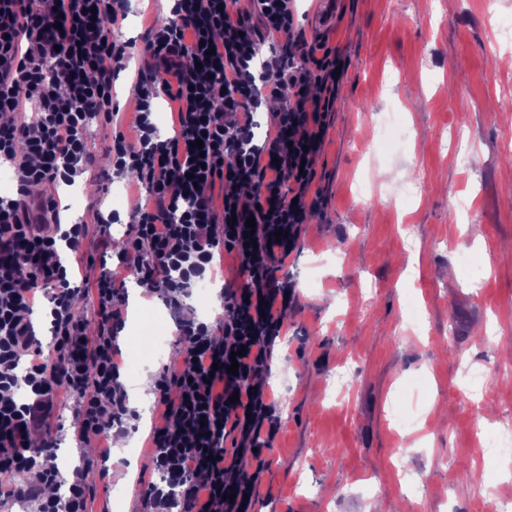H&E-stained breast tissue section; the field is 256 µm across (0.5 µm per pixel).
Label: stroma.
I'll list each match as a JSON object with an SVG mask.
<instances>
[{
    "label": "stroma",
    "instance_id": "35a3bbf8",
    "mask_svg": "<svg viewBox=\"0 0 512 512\" xmlns=\"http://www.w3.org/2000/svg\"><path fill=\"white\" fill-rule=\"evenodd\" d=\"M166 12L164 0H134L118 33L142 53ZM297 12L299 28L328 33L348 69L315 166L318 203L281 270L294 296L265 380L282 426L264 452L255 512H366L377 496L387 512H487L490 489L512 480V460L479 456L476 440L512 418L498 403L512 396V378L489 394L471 389L470 374L512 346V105L497 92L512 80L499 63L512 57V40L494 29L512 21V0H340L322 25L310 0ZM133 118L124 106L117 124L92 122L95 171L41 190L89 224L84 261L65 257L87 290L79 309L89 336L100 330L91 295L100 267L126 285L130 390L185 349L162 299L137 306L130 268L113 261L127 246L123 226L94 222L99 211L126 214L138 198L107 177L113 139L131 134ZM416 178L422 194L403 198ZM464 257L478 281L449 287ZM236 268L227 255L194 282L186 312L219 319L222 285L241 284ZM489 325L499 340L475 336ZM340 371L353 381L341 393L332 383ZM76 406L60 396L50 422L57 464L92 473L88 512H117L111 455L92 440L69 442ZM400 412L421 415L428 447L398 430ZM402 451L423 503L397 491Z\"/></svg>",
    "mask_w": 512,
    "mask_h": 512
}]
</instances>
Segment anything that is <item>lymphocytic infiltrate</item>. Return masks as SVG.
Masks as SVG:
<instances>
[{"label": "lymphocytic infiltrate", "instance_id": "lymphocytic-infiltrate-1", "mask_svg": "<svg viewBox=\"0 0 512 512\" xmlns=\"http://www.w3.org/2000/svg\"><path fill=\"white\" fill-rule=\"evenodd\" d=\"M239 2L174 0L165 24L152 27L137 70L136 135H117L110 152L112 178H136L147 192L128 213L136 279L165 300L188 344L155 384L162 423L153 463L162 482L148 486L150 512H170L167 483L182 488L180 512H249L244 502L256 500L267 467L261 451L281 428L264 379L292 295L278 273L305 221L342 60L332 49L319 56L307 48L295 28V0ZM127 14L128 0H0V160L17 177L16 195L0 196V473L35 474L15 495L36 512H86L83 480L63 498L46 492L57 472L42 433L58 397L92 387L76 417L82 441L111 442L129 414L116 359L122 289L112 271H100L94 303L103 329L85 343V319L74 308L80 291L57 244L80 253L87 226L62 228L54 200L45 223L30 218L38 186L74 184L95 164L88 126L116 110L112 76L129 56L112 30ZM298 45L306 52L297 64L289 54ZM282 87L294 97L256 143L253 113ZM163 96L179 104L169 136L152 118ZM250 218L251 251L244 246ZM280 230L285 238L275 239ZM221 250L237 261L244 284L222 289L224 320L214 326L186 316L183 295ZM40 295L51 304L55 335L47 354L29 318ZM234 352L239 367L231 374ZM245 457L254 473L228 481L227 459Z\"/></svg>", "mask_w": 512, "mask_h": 512}]
</instances>
